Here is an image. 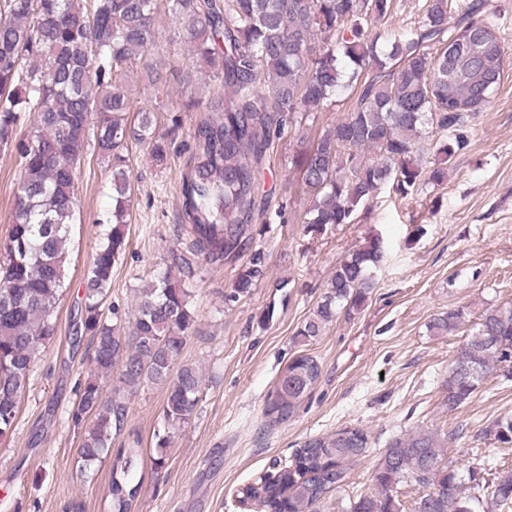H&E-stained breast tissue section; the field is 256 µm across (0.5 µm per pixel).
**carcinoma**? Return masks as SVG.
I'll use <instances>...</instances> for the list:
<instances>
[{
	"label": "carcinoma",
	"instance_id": "cac0c4a2",
	"mask_svg": "<svg viewBox=\"0 0 512 512\" xmlns=\"http://www.w3.org/2000/svg\"><path fill=\"white\" fill-rule=\"evenodd\" d=\"M391 7L392 0H167L168 13L184 21L196 62L229 89L205 99L218 117L197 124L182 174L179 219L191 238L175 257L182 271L193 273L201 260L218 268L250 248L255 221L265 212L260 175L274 139L314 119L340 90L353 96L346 115L291 160L307 195L305 232L353 223L359 208L388 186L406 197L447 181L448 161L469 145L471 118L504 81L491 0H472L452 24L448 0H426L412 28L381 44L375 24ZM156 14L157 0H0V147H15L21 169L0 259V440L12 432L20 390L55 335L87 127L94 131L93 151L110 165L112 214L98 220L109 230L90 261L73 324L74 344L91 340L92 372L68 414L84 430L79 462L85 470L111 454L112 430L127 416L124 392L148 383L166 389V428L155 434L157 468L203 394L199 369L175 367L195 329L184 283L166 274L143 289L126 333L102 310L126 248L129 144L146 145L158 166L168 162L154 113L133 111L123 83L127 68L155 41ZM332 31L345 36L332 44L315 40ZM25 112L33 126L17 143ZM385 254L375 235L337 262L298 335L312 340L339 313L359 311L377 287ZM265 260L259 249L250 254L224 302L251 294ZM469 317L465 306L450 309L428 329L447 335ZM116 368L120 386L109 394L103 381ZM493 371L512 378V304L489 306L470 326L448 365L443 406L451 412L467 403ZM321 373L316 358H293L268 397L266 416L288 420ZM487 434L512 444V419L493 422ZM368 442L357 427L311 439L291 465L255 480L242 495L268 512H312L345 482L348 464ZM447 445L448 434L423 428L391 439L373 476L378 492L360 497L351 512H402L389 491L408 481L420 487L410 512H473L464 486L478 481V472L448 462ZM138 456L139 449L122 448L114 457L108 512H130L140 492L133 480ZM490 494L501 505L512 502V470L495 473Z\"/></svg>",
	"mask_w": 512,
	"mask_h": 512
}]
</instances>
